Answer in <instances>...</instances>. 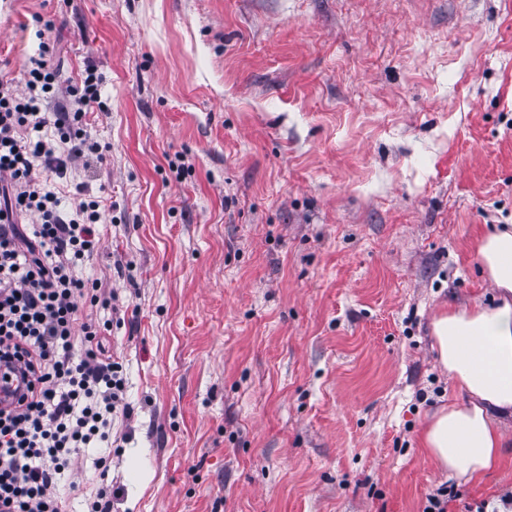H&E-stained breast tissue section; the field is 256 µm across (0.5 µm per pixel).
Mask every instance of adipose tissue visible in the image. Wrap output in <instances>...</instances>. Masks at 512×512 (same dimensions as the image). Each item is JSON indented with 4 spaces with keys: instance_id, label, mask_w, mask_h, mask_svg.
<instances>
[{
    "instance_id": "1",
    "label": "adipose tissue",
    "mask_w": 512,
    "mask_h": 512,
    "mask_svg": "<svg viewBox=\"0 0 512 512\" xmlns=\"http://www.w3.org/2000/svg\"><path fill=\"white\" fill-rule=\"evenodd\" d=\"M492 303L448 307L431 322L441 368L457 392L424 426L420 445L450 476L483 478L501 463L512 422V225L478 234Z\"/></svg>"
}]
</instances>
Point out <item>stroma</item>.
<instances>
[{"mask_svg":"<svg viewBox=\"0 0 512 512\" xmlns=\"http://www.w3.org/2000/svg\"><path fill=\"white\" fill-rule=\"evenodd\" d=\"M51 25L96 65L109 145L86 272L119 299L129 413L112 512H450L512 493V447L452 481L418 437L455 390L430 322L490 301L512 224V0H0V71ZM85 451L57 487L81 512ZM462 493L454 485L439 487L435 493L429 494L424 512H447L448 503L460 500Z\"/></svg>","mask_w":512,"mask_h":512,"instance_id":"35a3bbf8","label":"stroma"}]
</instances>
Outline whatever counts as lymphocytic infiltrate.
Listing matches in <instances>:
<instances>
[{
	"mask_svg": "<svg viewBox=\"0 0 512 512\" xmlns=\"http://www.w3.org/2000/svg\"><path fill=\"white\" fill-rule=\"evenodd\" d=\"M52 53L45 41L30 58L26 94L0 77V379L19 370L27 381L0 408V512H69L56 486L87 448L101 449L93 466L108 475L114 415L127 407L124 367L109 349L116 297L82 272L100 243L99 203L78 191L61 205L47 185L66 182L77 159L102 158L86 131L88 112L105 107L100 79L86 65L69 104L48 108ZM49 126L58 144L43 140Z\"/></svg>",
	"mask_w": 512,
	"mask_h": 512,
	"instance_id": "f902f5d3",
	"label": "lymphocytic infiltrate"
}]
</instances>
